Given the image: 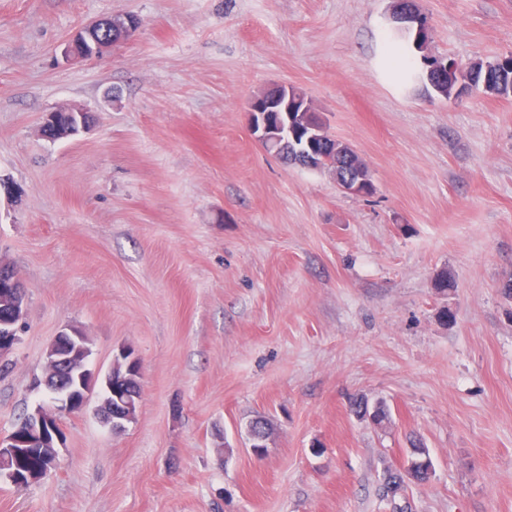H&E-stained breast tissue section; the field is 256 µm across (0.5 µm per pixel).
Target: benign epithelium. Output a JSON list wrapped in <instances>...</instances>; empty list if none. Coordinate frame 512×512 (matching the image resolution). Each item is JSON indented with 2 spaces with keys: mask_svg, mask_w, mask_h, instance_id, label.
<instances>
[{
  "mask_svg": "<svg viewBox=\"0 0 512 512\" xmlns=\"http://www.w3.org/2000/svg\"><path fill=\"white\" fill-rule=\"evenodd\" d=\"M393 19L407 31L414 32L415 38L426 33V25L419 17L408 12ZM112 28V19L105 18L95 21L78 31L66 44L64 54L66 57L87 61L102 54L112 47V37L104 36L108 29ZM307 106L291 97L290 87L279 86L278 93L265 101L253 100L249 104V128L254 139L270 149H277L279 137L274 135L269 127L267 115L271 112H285L287 118H292V113H303ZM71 116L72 125L68 127L62 137H72L81 131L87 130L93 123L92 115L84 108L65 109ZM362 184L361 174L352 167L351 160L343 163V178L337 181L339 188L356 196L363 195L360 191ZM26 296L16 293L10 297L7 306L11 317L0 321V357H7L17 342L13 336L15 326L19 325L25 315ZM92 355L91 342L87 334L77 328H65L58 333L51 342L43 366V373L47 374L55 370L59 365H66L70 371L72 381L53 394L54 407L46 408L38 404L21 421L25 426L23 436L16 435L12 431L5 436H0V477L11 483H16L14 471L11 467L22 457L23 448L40 440L49 448L57 449L62 444V431L60 429L56 413L66 411L76 413L84 409L89 403L92 389L85 387L89 379L98 378V373L92 368L90 357Z\"/></svg>",
  "mask_w": 512,
  "mask_h": 512,
  "instance_id": "1",
  "label": "benign epithelium"
}]
</instances>
